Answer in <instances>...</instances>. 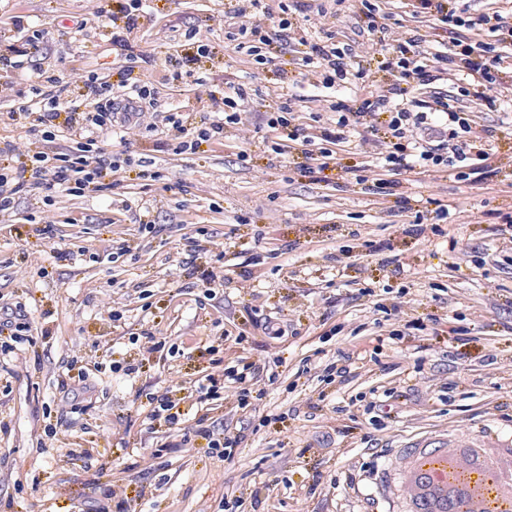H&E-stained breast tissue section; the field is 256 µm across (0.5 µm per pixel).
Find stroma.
<instances>
[{
  "mask_svg": "<svg viewBox=\"0 0 512 512\" xmlns=\"http://www.w3.org/2000/svg\"><path fill=\"white\" fill-rule=\"evenodd\" d=\"M235 0H158L133 44L139 68L176 50L165 27L215 24ZM392 19L426 35L443 54L451 35L390 0ZM80 0H0V10L43 26L44 53L62 72L108 76L111 43L73 47ZM200 66L218 89L242 84L253 131L241 143L194 155L163 150L164 131L122 145L161 177L127 180L117 192L65 206L49 235L21 195L0 213V306L25 304L33 343L0 367V512H87L126 488L136 512H405L401 473L425 448H512V105L488 109L467 94L465 75L436 82L494 134V175L442 179L416 167L382 177L414 199L362 193L351 174L366 163L354 144L333 147L309 176L302 141L274 153L266 95L281 69L299 75L298 53L254 67L224 43ZM131 207L113 206L114 195ZM154 201L153 232L139 224ZM448 210L439 220L436 207ZM180 266L179 278L170 270ZM117 298V317L100 309ZM284 326L282 336L265 327ZM151 331L169 351H148ZM220 334V352L208 350ZM91 372L89 398L68 399L56 379L75 351ZM225 371L272 366L275 383H245L202 399L211 361ZM142 363L127 377L122 367ZM338 378H326V365ZM168 395L181 425L197 421L241 437L221 461L196 439L150 423V397Z\"/></svg>",
  "mask_w": 512,
  "mask_h": 512,
  "instance_id": "stroma-1",
  "label": "stroma"
}]
</instances>
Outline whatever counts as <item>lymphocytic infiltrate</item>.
I'll return each instance as SVG.
<instances>
[{
	"instance_id": "lymphocytic-infiltrate-1",
	"label": "lymphocytic infiltrate",
	"mask_w": 512,
	"mask_h": 512,
	"mask_svg": "<svg viewBox=\"0 0 512 512\" xmlns=\"http://www.w3.org/2000/svg\"><path fill=\"white\" fill-rule=\"evenodd\" d=\"M367 19L360 47L371 51L387 48L384 62L392 81L383 87L364 85L352 104L333 103L332 125L309 126L305 134L293 129L292 104L284 102L269 113L267 124L284 130L288 140L302 138L327 155L328 145L338 144L356 133L366 123L382 122L384 152L382 166L405 167L411 164L435 172H447L465 162L469 155L488 161L492 155L483 130L455 106L440 99L421 106L415 97L417 87L427 86L441 76L466 73L478 96L488 107L503 99L505 77L512 73V63L490 44L476 45L474 31L489 29L512 38V0H498L491 11L463 14L457 0H410L411 14L448 26L455 41L450 53L429 58L421 50L418 37L391 27L386 22L379 0H360ZM147 0H85L83 13L73 17L75 42L98 32L111 42L112 50L122 58L115 80L85 70L63 75L55 63L36 65L28 87L14 80L26 59L40 53V30L19 38L18 20L0 22V212L13 209L19 193H41L39 221L52 226L57 221L56 203L63 198L83 199L119 185L124 174H137L142 180H157L158 172L134 170L130 158L122 153L105 154L101 146L104 132L118 130L120 141L137 139L149 130V107L156 102V88L191 80L198 97L207 99V118L197 120L194 113L173 106L165 110L164 121L173 132V155L194 154L202 145L224 140L226 127H236L241 142H249L251 130L241 117L246 111V95L217 93L211 79L200 71L199 61L214 58V30L196 26L185 32L190 49L175 57L161 59L156 75L137 71L129 52L140 31V18L146 13ZM284 0H237L233 13L224 14L221 26L230 41H246L256 64L268 56L301 50L302 65L309 76L321 78L324 87L348 80L351 45L331 40H311L295 30L285 15ZM277 21L280 33L270 37L265 24ZM463 139V148L454 156H442L423 149L420 136ZM319 161L308 166V173L324 170Z\"/></svg>"
}]
</instances>
